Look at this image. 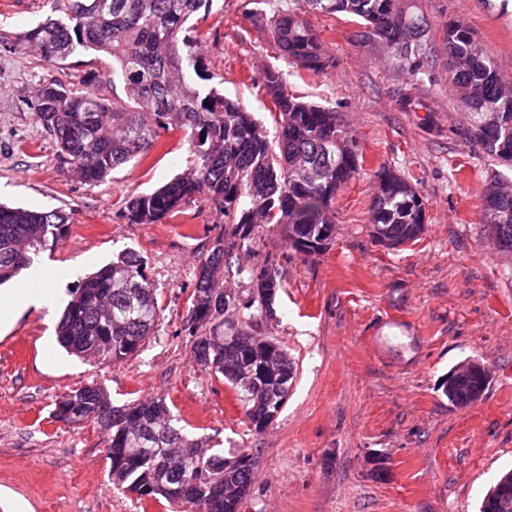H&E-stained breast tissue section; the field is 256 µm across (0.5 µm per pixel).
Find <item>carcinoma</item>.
Listing matches in <instances>:
<instances>
[{"label": "carcinoma", "instance_id": "cac0c4a2", "mask_svg": "<svg viewBox=\"0 0 512 512\" xmlns=\"http://www.w3.org/2000/svg\"><path fill=\"white\" fill-rule=\"evenodd\" d=\"M213 0H47L49 14L16 34L19 43L44 58L64 61L77 48L112 58L108 73L123 83L125 98L100 93V75L88 72L82 84L59 77L37 85L36 121L54 137L56 158L85 182L100 183L112 171L144 156L159 130L183 132L192 156L184 173L148 194L127 197L129 224H158L199 199L209 203L224 235L198 257L197 283L190 296L185 330L193 338L195 362L221 375L236 394L245 417L260 431L295 378L288 352L258 335L259 321L273 314L283 287L278 263L259 256L247 273L249 304L224 308L226 271L238 252L254 251L259 228L284 229L289 247L318 254L335 230L333 204L340 189L361 168L356 139L332 107L302 100L276 68L263 72L261 91L279 116L276 143L239 102L224 97V79L200 68L201 53L190 20L209 15ZM343 13L364 22L359 38L381 49L394 68L413 80L428 74L432 46L428 24L405 0H285L266 19L280 56L314 75H328L332 57L306 14ZM445 42L453 87L472 118L473 136L488 156L512 159V86L478 42L469 24L448 22ZM193 71L204 84L187 78ZM372 236L397 249L425 229L426 210L412 183L399 173L377 172L371 202ZM483 224L512 253V185L496 174L486 186ZM68 214L0 205V285L26 268L29 249L63 237ZM159 317L156 291L134 250L85 278L72 292L58 325V340L69 353L102 360L132 355L151 335ZM480 385L475 375L457 373L442 383L448 402L458 407ZM103 388L88 385L63 397L56 419L73 425L92 421L107 434L112 485L138 500L163 497L182 475L197 483L185 493L199 512H239L256 468L233 460L177 427L161 398L125 406L120 420Z\"/></svg>", "mask_w": 512, "mask_h": 512}]
</instances>
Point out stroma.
<instances>
[{
    "mask_svg": "<svg viewBox=\"0 0 512 512\" xmlns=\"http://www.w3.org/2000/svg\"><path fill=\"white\" fill-rule=\"evenodd\" d=\"M277 0H213L197 24L202 65L222 75L225 97L240 101L275 135L279 116L258 89L266 68L282 71L304 100L336 108L363 156L359 175L334 203L327 248L305 256L279 227L264 228L255 254L279 261L283 287L259 327L296 365L288 401L255 431L231 387L193 359L183 331L197 258L224 227L204 201L161 224H130L123 202L184 172L191 157L176 131L102 183L82 181L55 157L53 138L33 115L34 89L85 70L105 72L89 51L65 62L15 43L44 19L46 0H14L0 12V202L61 210L70 222L56 243L31 252L46 273L71 269L67 289L132 249L156 288L157 327L121 361L80 358L57 342L59 314L28 309L0 325V512H177L167 501H138L109 479L106 434L89 422L53 417L55 404L86 385L114 407L165 398L187 430L220 442L225 457L253 452L257 477L240 512H479L487 490L512 470V254L497 251L481 223L493 161L470 135V117L451 89L444 34L466 20L512 81V12L497 0H416L429 25L433 64L404 79L378 48L361 42L358 19L310 21L336 59L327 76L298 77L265 24ZM400 172L426 208L425 231L397 250L370 234L380 168ZM255 254L240 253V266ZM481 360L493 377L483 398L453 407L441 385L451 369ZM382 460L383 472L374 469Z\"/></svg>",
    "mask_w": 512,
    "mask_h": 512,
    "instance_id": "obj_1",
    "label": "stroma"
}]
</instances>
